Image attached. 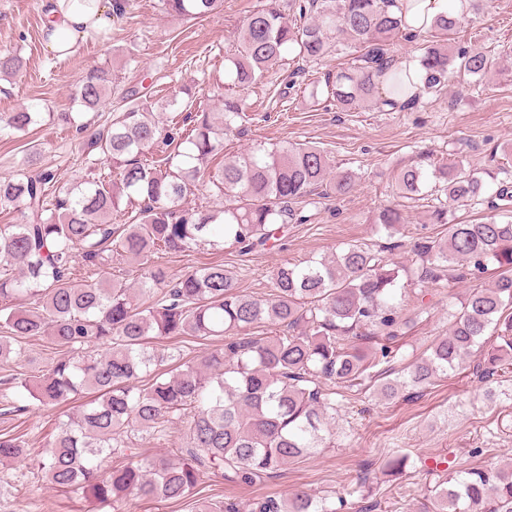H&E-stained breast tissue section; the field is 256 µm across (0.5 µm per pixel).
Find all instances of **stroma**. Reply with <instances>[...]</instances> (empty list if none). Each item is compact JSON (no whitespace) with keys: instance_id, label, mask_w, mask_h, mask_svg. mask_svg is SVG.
I'll return each mask as SVG.
<instances>
[{"instance_id":"1","label":"stroma","mask_w":512,"mask_h":512,"mask_svg":"<svg viewBox=\"0 0 512 512\" xmlns=\"http://www.w3.org/2000/svg\"><path fill=\"white\" fill-rule=\"evenodd\" d=\"M123 15L85 36L76 53L51 56L44 37V0H0V51L14 50L25 61L13 79L0 80V112L32 102L52 112H72L71 94L83 73L105 66L113 75L142 79L153 97L178 94L180 103L196 100L218 106L225 90L224 53L250 12L267 0H224L221 12L183 21L165 14L159 0H124ZM460 46L482 47L499 61L485 77L451 74L440 94L425 95L412 108L381 112L365 104L353 112L332 103L314 104L312 87L346 65L354 48L337 36L335 55L316 63L275 67L269 82L240 90L247 120L239 134L224 143V157L256 144L310 142L331 156L337 170L357 176L344 197L322 199L311 220L292 224L278 245L241 254L225 246L185 253L155 254L153 261L179 275L203 265L235 266L241 293L263 297L270 274L285 263L328 257L348 243L387 245L375 232L381 208L396 200L394 175L417 162L425 169L464 159L495 191L502 167L512 157V59L499 52L512 47V0H491L484 12L470 15L455 36ZM298 79L290 74L297 67ZM285 98H278L279 90ZM41 151V165L58 170L64 182L85 177L93 156L74 128L43 121L21 137L0 138V179L35 174L27 158ZM429 200L414 203L395 239L391 259L412 264L410 242L435 232L428 222ZM474 282L464 280L440 289L407 293L401 306L410 323L396 346L404 356L421 354L446 335L452 314ZM20 357L0 363V434L22 441L19 458L0 462V512H112L80 494L52 488L39 464V452L55 431L57 409L25 407L12 386L13 377H39L56 356L47 337L23 340ZM395 453L407 456L402 474L389 475L384 464ZM512 466V372L495 382L473 372L453 371L416 395L384 400L373 392H346L336 419V440L313 458L283 466L272 479L256 484L225 481L220 470L203 478L202 494L214 500L247 504L265 496L304 490L316 496L345 497L354 508L372 512H415L435 469L462 471L475 466Z\"/></svg>"}]
</instances>
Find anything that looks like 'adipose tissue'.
I'll use <instances>...</instances> for the list:
<instances>
[{"label":"adipose tissue","instance_id":"ef3b65f1","mask_svg":"<svg viewBox=\"0 0 512 512\" xmlns=\"http://www.w3.org/2000/svg\"><path fill=\"white\" fill-rule=\"evenodd\" d=\"M89 8L67 6L66 0H49L48 25L53 34L48 41L52 53H74L84 31L106 24V14L113 9V0H92Z\"/></svg>","mask_w":512,"mask_h":512}]
</instances>
